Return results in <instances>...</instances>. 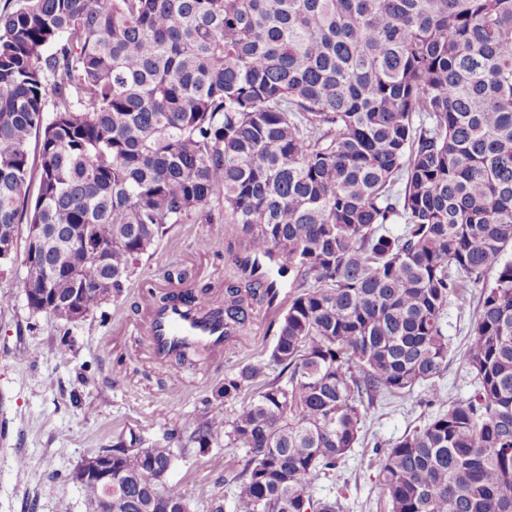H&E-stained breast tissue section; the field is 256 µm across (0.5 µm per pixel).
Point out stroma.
I'll return each instance as SVG.
<instances>
[{"mask_svg": "<svg viewBox=\"0 0 512 512\" xmlns=\"http://www.w3.org/2000/svg\"><path fill=\"white\" fill-rule=\"evenodd\" d=\"M212 210L213 223L171 225L135 263L121 296L65 328L53 315L29 309L22 261L0 272V293L12 296L0 308V512H86L84 492L72 479L83 458L120 438L146 446L167 441L168 433L183 432L205 415L233 419L240 401H216L212 392L226 375L267 359L292 276L279 279L275 306L255 307L246 334L208 360L159 367L142 335L150 303L165 294L202 290L220 304L226 283L243 280L246 241L236 225L225 223L221 205ZM472 383L456 359L439 381L440 403H429L421 386L400 398L376 400L358 447L311 487V495L339 499L344 512H389L374 447L420 426L440 405L465 399ZM169 443L174 460L164 486L191 496L204 490L232 506L235 487L224 473L235 468L244 449L226 441L203 451Z\"/></svg>", "mask_w": 512, "mask_h": 512, "instance_id": "35a3bbf8", "label": "stroma"}]
</instances>
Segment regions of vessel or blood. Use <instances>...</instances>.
Returning a JSON list of instances; mask_svg holds the SVG:
<instances>
[{
	"instance_id": "vessel-or-blood-1",
	"label": "vessel or blood",
	"mask_w": 512,
	"mask_h": 512,
	"mask_svg": "<svg viewBox=\"0 0 512 512\" xmlns=\"http://www.w3.org/2000/svg\"><path fill=\"white\" fill-rule=\"evenodd\" d=\"M144 334L155 363L161 366L185 345L205 346L219 352L225 347L224 310L210 303L202 309L158 303L145 322Z\"/></svg>"
}]
</instances>
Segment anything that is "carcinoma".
Returning <instances> with one entry per match:
<instances>
[{
  "label": "carcinoma",
  "mask_w": 512,
  "mask_h": 512,
  "mask_svg": "<svg viewBox=\"0 0 512 512\" xmlns=\"http://www.w3.org/2000/svg\"><path fill=\"white\" fill-rule=\"evenodd\" d=\"M53 114L46 118L47 98ZM36 141L38 166L30 160ZM238 224L249 254L301 273L261 382L187 442L245 449L234 512H343L307 494L360 441L379 397L455 357L448 302L479 291L472 394L378 455L391 512H512V0H17L0 12V263L40 225L61 295L120 296L170 224ZM403 225L399 234L386 225ZM104 243L103 260L77 245ZM224 296L239 336L278 284ZM279 374L265 380L266 369ZM116 512H194L145 485L173 453L112 445Z\"/></svg>",
  "instance_id": "cac0c4a2"
}]
</instances>
